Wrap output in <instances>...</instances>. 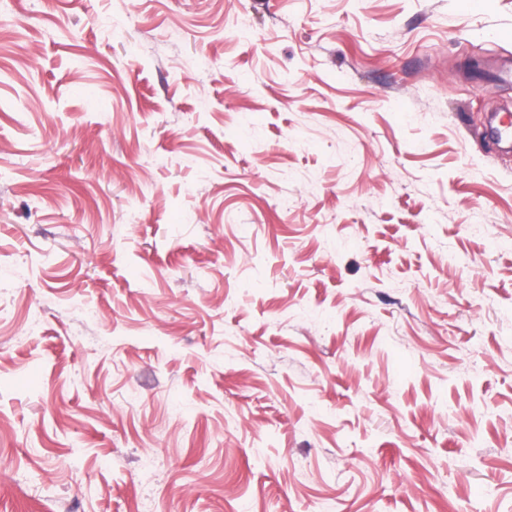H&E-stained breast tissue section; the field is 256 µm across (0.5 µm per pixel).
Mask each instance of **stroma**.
<instances>
[{"instance_id": "stroma-1", "label": "stroma", "mask_w": 512, "mask_h": 512, "mask_svg": "<svg viewBox=\"0 0 512 512\" xmlns=\"http://www.w3.org/2000/svg\"><path fill=\"white\" fill-rule=\"evenodd\" d=\"M511 67L512 0H0V512H512Z\"/></svg>"}]
</instances>
